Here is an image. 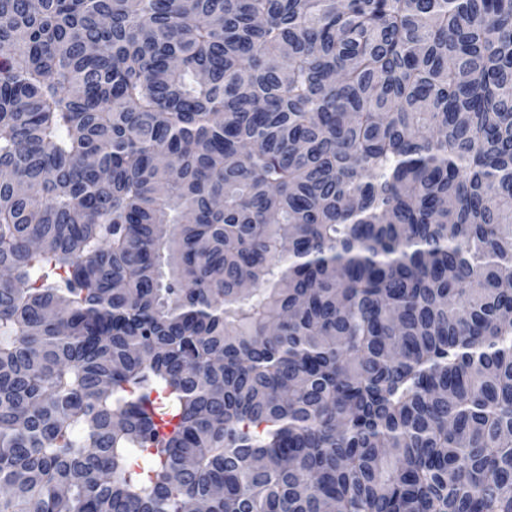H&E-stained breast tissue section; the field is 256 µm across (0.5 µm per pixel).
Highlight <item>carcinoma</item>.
I'll list each match as a JSON object with an SVG mask.
<instances>
[{"instance_id":"1","label":"carcinoma","mask_w":512,"mask_h":512,"mask_svg":"<svg viewBox=\"0 0 512 512\" xmlns=\"http://www.w3.org/2000/svg\"><path fill=\"white\" fill-rule=\"evenodd\" d=\"M0 512H512V0H0Z\"/></svg>"}]
</instances>
